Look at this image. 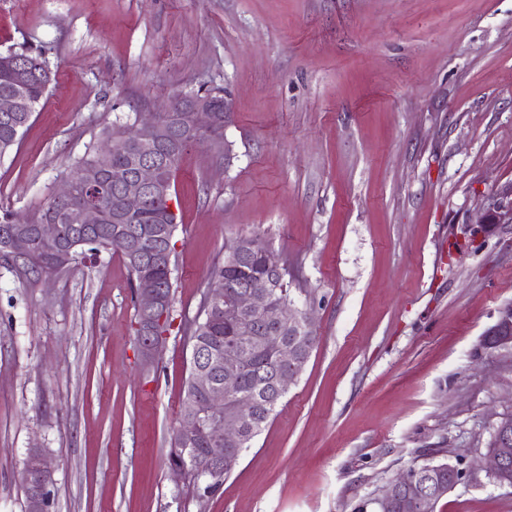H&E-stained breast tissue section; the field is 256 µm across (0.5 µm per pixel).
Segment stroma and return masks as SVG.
<instances>
[{
    "label": "stroma",
    "mask_w": 512,
    "mask_h": 512,
    "mask_svg": "<svg viewBox=\"0 0 512 512\" xmlns=\"http://www.w3.org/2000/svg\"><path fill=\"white\" fill-rule=\"evenodd\" d=\"M54 72L0 159V212L35 222L113 124L221 87L228 156L188 149L171 325L144 363L119 254L39 281L0 263V512H26L30 448L48 512H356L409 466L481 468L512 411V353L479 349L512 301V0H0V52ZM288 263L320 338L215 492L171 474L189 325L225 246ZM437 512H512L481 473ZM25 479L31 485L29 511H46V489L53 480V470L41 448H30L25 465ZM24 476L22 480L25 483Z\"/></svg>",
    "instance_id": "stroma-1"
}]
</instances>
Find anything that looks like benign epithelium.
Wrapping results in <instances>:
<instances>
[{
	"label": "benign epithelium",
	"instance_id": "7a95c632",
	"mask_svg": "<svg viewBox=\"0 0 512 512\" xmlns=\"http://www.w3.org/2000/svg\"><path fill=\"white\" fill-rule=\"evenodd\" d=\"M0 69L10 72L14 77V91L0 96V113L16 119L22 113L30 111L26 95V84L32 73H42L50 79V71L39 57L19 58L10 50L0 53ZM226 97L223 90L211 88L193 93L187 101L170 107L164 119L149 118L141 121L132 129L122 128L112 133V137L99 149L96 163L77 171L68 177L53 197L55 204L65 206L74 195L76 185L84 188L87 200L74 213L76 223L85 229H94L103 223L104 216L94 203L93 196L99 188L103 175L112 173V179L121 183V216L142 210L152 204L173 212L170 188L156 161L142 159L132 172L112 170V156L128 148L129 139L134 133L143 130L154 144L170 141V123L184 126L194 133L211 132L218 126L216 112L217 101ZM479 224L487 231L498 224H512V208L504 211L498 206L487 208L481 215ZM114 239L120 241L127 252L130 262L141 269L136 287V301L139 314L137 336L146 363L154 362L163 349V333L158 326L163 324L169 309V299L150 271L143 268L142 252L125 231L115 228ZM76 244L68 242L61 225L50 222L34 225L29 229L15 226L10 229L5 244L0 246V256L23 269V264L38 252H44L46 258L56 268H67L73 262ZM274 282L268 279L252 281L224 306V317L238 324L239 347L224 354L207 365L202 364L204 354L195 348L192 352L193 371L191 380L195 390L202 396L206 406L216 414L206 421V430L211 444L219 452L212 467L220 471L224 468L223 450L239 453L243 443L251 437L253 424L251 410L246 403L238 408L224 409V397L235 393L243 385L248 370V362L242 353V346L251 342L252 331L249 321L259 317L271 323H288V327L300 335V329L308 334L314 333L311 315L290 303L276 301L269 289ZM263 349L275 360L277 372L274 378L276 393L284 395L302 374L310 356L311 348H303L293 339H284L274 333L262 341ZM483 347L486 349L512 350V302L501 306L494 324L484 332ZM484 459L486 475L501 487H510L508 464L512 460V414L498 416L485 443ZM435 473L436 487L445 494L462 480L477 479L478 470L461 466L458 459L448 458L437 465L428 466L423 473ZM448 472V482L441 475ZM25 479L31 485L29 512H46V489L53 480V470L41 448L29 449L25 465ZM420 475L401 473L387 482L379 497L373 499L375 512H406L416 508L426 498V490L419 483Z\"/></svg>",
	"mask_w": 512,
	"mask_h": 512
}]
</instances>
